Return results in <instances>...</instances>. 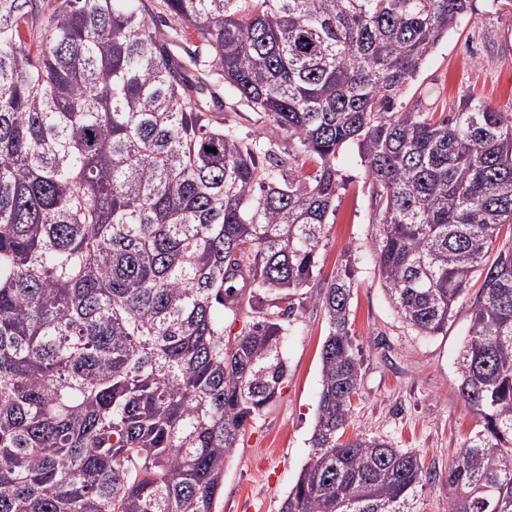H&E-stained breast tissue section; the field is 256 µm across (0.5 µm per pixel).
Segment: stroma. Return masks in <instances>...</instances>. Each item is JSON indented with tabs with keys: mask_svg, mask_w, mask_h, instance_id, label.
I'll return each mask as SVG.
<instances>
[{
	"mask_svg": "<svg viewBox=\"0 0 512 512\" xmlns=\"http://www.w3.org/2000/svg\"><path fill=\"white\" fill-rule=\"evenodd\" d=\"M512 107V8L475 0V9L444 36L404 93L406 102L444 117L469 97ZM225 122L267 137L279 149L288 138L263 113L224 97ZM337 165L347 179L330 214L319 251L322 281L344 255L356 260L352 332L362 375L345 434H369L416 451L433 478L417 512H448V466L477 423L458 392L455 359L468 334L471 299L456 308L447 331L420 336L392 310L374 263L368 183L356 149ZM284 345L288 378L276 402L250 427L224 465V492L215 512H280L310 452L321 387L327 322L320 303L302 296Z\"/></svg>",
	"mask_w": 512,
	"mask_h": 512,
	"instance_id": "obj_1",
	"label": "stroma"
}]
</instances>
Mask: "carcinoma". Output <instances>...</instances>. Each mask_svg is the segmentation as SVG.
<instances>
[{
    "label": "carcinoma",
    "mask_w": 512,
    "mask_h": 512,
    "mask_svg": "<svg viewBox=\"0 0 512 512\" xmlns=\"http://www.w3.org/2000/svg\"><path fill=\"white\" fill-rule=\"evenodd\" d=\"M160 7L206 59L176 55L143 0H59L33 55L40 0H0V512H214L314 287L318 415L280 512H415L420 456L343 439L355 269L316 276L347 146L399 317L435 336L482 280L456 361L480 424L448 512H512V235L488 261L512 227V112L470 98L437 119L401 97L474 0ZM220 84L290 149L216 118Z\"/></svg>",
    "instance_id": "obj_1"
}]
</instances>
